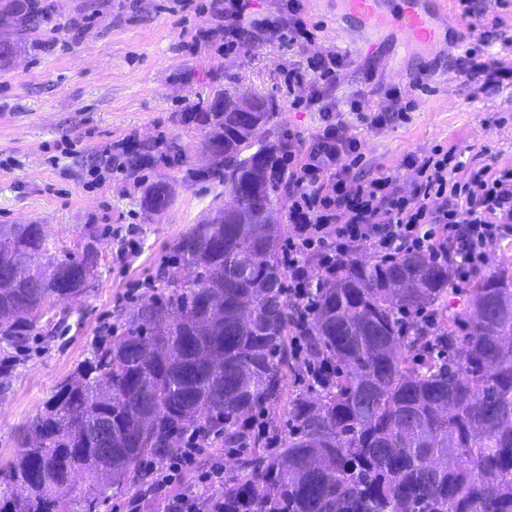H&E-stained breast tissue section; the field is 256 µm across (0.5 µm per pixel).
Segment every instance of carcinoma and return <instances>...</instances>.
Masks as SVG:
<instances>
[{
    "label": "carcinoma",
    "instance_id": "carcinoma-1",
    "mask_svg": "<svg viewBox=\"0 0 512 512\" xmlns=\"http://www.w3.org/2000/svg\"><path fill=\"white\" fill-rule=\"evenodd\" d=\"M232 101L219 91L194 113L214 146L195 177L224 182L238 206L177 240L172 261L193 275L167 278L160 296L126 312L46 400L31 423L37 441L0 469V512H97L143 459L213 427L209 445L247 449L224 474V512H512L509 270L450 311L452 272L427 254L345 259L317 278L303 324L307 372H331L288 395L282 423L270 417L296 356L274 217L286 145L266 140L271 104L260 98L258 123L235 133ZM168 203L158 184L143 199L152 213ZM2 239L0 378L101 261L91 243H49L40 224H1ZM32 253L43 268L27 265Z\"/></svg>",
    "mask_w": 512,
    "mask_h": 512
}]
</instances>
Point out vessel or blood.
Wrapping results in <instances>:
<instances>
[{"label": "vessel or blood", "mask_w": 512, "mask_h": 512, "mask_svg": "<svg viewBox=\"0 0 512 512\" xmlns=\"http://www.w3.org/2000/svg\"><path fill=\"white\" fill-rule=\"evenodd\" d=\"M449 6V0H405L400 11L384 13L377 10L376 0H347L350 12L399 27L405 36V47L409 50L419 49L432 38L435 15L440 11H448Z\"/></svg>", "instance_id": "vessel-or-blood-1"}]
</instances>
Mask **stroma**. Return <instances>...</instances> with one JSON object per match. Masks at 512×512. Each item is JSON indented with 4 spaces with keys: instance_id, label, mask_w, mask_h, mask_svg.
<instances>
[{
    "instance_id": "stroma-1",
    "label": "stroma",
    "mask_w": 512,
    "mask_h": 512,
    "mask_svg": "<svg viewBox=\"0 0 512 512\" xmlns=\"http://www.w3.org/2000/svg\"><path fill=\"white\" fill-rule=\"evenodd\" d=\"M212 0L180 9L176 0H40L44 18L24 32L0 25L15 50L0 63V225L39 224L49 241L74 248L98 244L96 276L75 300L52 308L30 336L0 391V467L24 448L30 424L56 386L89 355L92 344L119 325L131 307L160 293L171 272L172 245L194 225L211 219L228 199L221 183L192 177L208 167L207 127L187 121L216 92L260 97L273 106L270 141L288 140L293 153L308 150L322 126L318 109L294 108L313 84L308 61L336 52L350 62L340 81L323 92L325 103L362 145L363 169L386 170L399 185L417 174L406 157L433 147L454 150L465 180L475 164L512 168V85L479 91L452 78L457 35L469 27L489 32L488 52L512 68V0H472L435 24L422 49L402 48L400 29L374 28L346 13L344 0H302L307 23L320 24L313 41L287 45L273 29L253 32L248 51L219 54L202 33L217 19ZM376 53L356 56L359 42ZM301 82H286L288 71ZM412 104L408 122L374 128L365 111ZM134 139L147 156L136 174L105 164L111 144ZM166 186L170 202L153 214L146 190ZM140 249L120 256L128 227ZM176 487L151 488L142 473L109 491L99 512H164Z\"/></svg>"
}]
</instances>
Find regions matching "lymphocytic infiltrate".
Wrapping results in <instances>:
<instances>
[{
	"mask_svg": "<svg viewBox=\"0 0 512 512\" xmlns=\"http://www.w3.org/2000/svg\"><path fill=\"white\" fill-rule=\"evenodd\" d=\"M249 0H220L214 28L225 52L244 47L248 29L277 30L292 44L310 41L314 33L302 18L300 0H286L277 20L251 18ZM484 37L469 43L455 67L459 74L485 76L486 87L512 77L489 57ZM323 129L308 152L293 160L288 172L289 292L294 301H308L313 278L310 260L330 272L346 259L354 246L377 258L422 252L447 262L456 280L467 281L487 263L491 253L512 239V169L484 165L471 170L466 181L453 180L451 152L433 149L422 158L407 157L406 166L418 174L402 188L387 172L359 173L362 161L359 140L335 122L330 109L321 113ZM203 448L198 433H189L185 446L170 458L151 461L143 471L157 488L180 482L192 469Z\"/></svg>",
	"mask_w": 512,
	"mask_h": 512,
	"instance_id": "1",
	"label": "lymphocytic infiltrate"
}]
</instances>
